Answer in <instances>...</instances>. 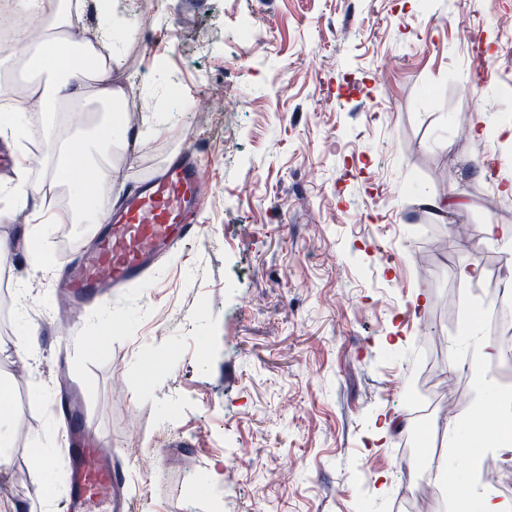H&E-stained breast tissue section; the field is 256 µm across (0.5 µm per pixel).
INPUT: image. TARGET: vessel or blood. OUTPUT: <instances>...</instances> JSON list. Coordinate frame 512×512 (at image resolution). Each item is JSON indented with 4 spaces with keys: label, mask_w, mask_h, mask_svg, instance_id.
<instances>
[{
    "label": "vessel or blood",
    "mask_w": 512,
    "mask_h": 512,
    "mask_svg": "<svg viewBox=\"0 0 512 512\" xmlns=\"http://www.w3.org/2000/svg\"><path fill=\"white\" fill-rule=\"evenodd\" d=\"M208 179L196 152L190 151L126 195L110 211L96 245L78 257L63 284L69 304L81 310L142 283L163 256L197 238V212ZM59 408L71 434L66 450L70 492L64 509L89 512V502L120 493L123 466L96 443L86 406L63 402Z\"/></svg>",
    "instance_id": "obj_1"
}]
</instances>
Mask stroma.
Instances as JSON below:
<instances>
[{"mask_svg": "<svg viewBox=\"0 0 512 512\" xmlns=\"http://www.w3.org/2000/svg\"><path fill=\"white\" fill-rule=\"evenodd\" d=\"M71 35L112 30V70L141 101L138 138L112 153L111 202L198 150L211 185L203 231L149 281L72 316L56 288L90 229L54 227L30 268L24 237L54 142H26L29 207L0 223V374L14 415L0 512H62L76 385L134 512H459L473 498L463 443L471 357L490 338L494 267L512 275V0H80ZM206 40H198V31ZM499 159V172L483 160ZM434 194L468 207L428 212ZM484 281L464 286L460 262ZM428 305L415 308L416 295ZM38 331L28 350L14 342ZM401 431L380 434L384 417ZM445 448L447 473L419 463Z\"/></svg>", "mask_w": 512, "mask_h": 512, "instance_id": "1", "label": "stroma"}]
</instances>
